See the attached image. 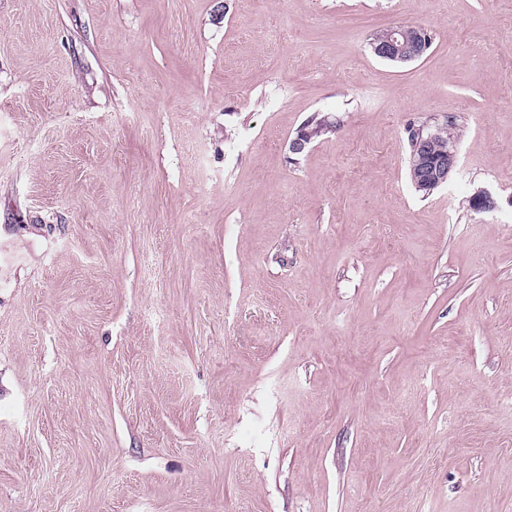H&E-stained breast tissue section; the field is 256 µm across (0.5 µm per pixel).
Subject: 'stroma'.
Segmentation results:
<instances>
[{"instance_id": "obj_1", "label": "stroma", "mask_w": 512, "mask_h": 512, "mask_svg": "<svg viewBox=\"0 0 512 512\" xmlns=\"http://www.w3.org/2000/svg\"><path fill=\"white\" fill-rule=\"evenodd\" d=\"M510 396L512 0H0V512H512ZM383 36L373 39V53L384 59L417 60L425 29L414 25H396L387 28ZM417 129H423V134L419 132V145L417 150L413 153L412 158L414 166L410 161L409 174L410 180L416 189V191L423 195H429L431 192H426L422 189H418L416 185V172L419 173V181L424 187H437L448 181V177L457 167V151L454 144L448 145L449 142H454L459 136V130L455 119H448L447 127L440 129H429L421 126H411L408 129L407 143L409 156L411 159L412 148L414 145V138L416 136L415 131ZM430 133L429 135H426ZM426 135V136H424ZM432 138V144L430 149V141ZM431 150L437 154H440L448 150V153L441 154L439 156L431 152Z\"/></svg>"}]
</instances>
